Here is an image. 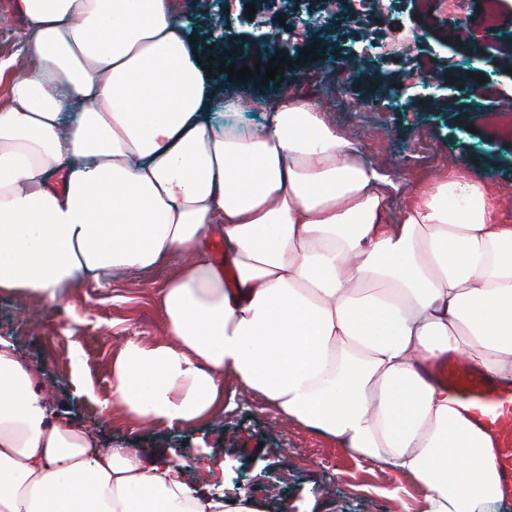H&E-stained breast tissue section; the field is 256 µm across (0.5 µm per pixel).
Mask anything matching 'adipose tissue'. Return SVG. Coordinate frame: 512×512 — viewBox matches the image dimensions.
<instances>
[{"mask_svg": "<svg viewBox=\"0 0 512 512\" xmlns=\"http://www.w3.org/2000/svg\"><path fill=\"white\" fill-rule=\"evenodd\" d=\"M0 55V293L46 305L175 254L167 336L128 338L112 391L138 420L221 418L232 376L284 419L411 475L424 512H497L494 440L427 373L463 356L512 385V224L487 185L425 177L397 219L389 180L315 98L225 94L183 0H15ZM262 109L256 130L215 105ZM227 247L224 266L207 248ZM182 454L102 448L0 343V512H262L203 496ZM14 0H0V48L14 47L22 37L24 22L14 14ZM212 116L215 122L238 124L251 128L261 126L265 119L264 112L226 113L221 105H217L214 108Z\"/></svg>", "mask_w": 512, "mask_h": 512, "instance_id": "ef3b65f1", "label": "adipose tissue"}]
</instances>
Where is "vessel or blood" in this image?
I'll list each match as a JSON object with an SVG mask.
<instances>
[{"label":"vessel or blood","instance_id":"b4317fda","mask_svg":"<svg viewBox=\"0 0 512 512\" xmlns=\"http://www.w3.org/2000/svg\"><path fill=\"white\" fill-rule=\"evenodd\" d=\"M435 381L446 387L460 408L495 440V463L502 474L500 492L512 497V387L498 385L460 356L436 360Z\"/></svg>","mask_w":512,"mask_h":512}]
</instances>
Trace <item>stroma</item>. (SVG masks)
I'll use <instances>...</instances> for the list:
<instances>
[{"instance_id":"stroma-1","label":"stroma","mask_w":512,"mask_h":512,"mask_svg":"<svg viewBox=\"0 0 512 512\" xmlns=\"http://www.w3.org/2000/svg\"><path fill=\"white\" fill-rule=\"evenodd\" d=\"M512 31V0H462L458 14H439L423 0H391L383 15L350 11L336 25H309L301 50L320 46L313 67L264 84L257 96L270 101L286 91L329 100L327 121L359 145L365 158L397 186L404 207L425 174L456 169L487 182L499 217L512 224V73L500 71V47L487 37L485 15ZM409 39L415 52L388 62L376 57L353 62L350 92L340 94L334 56L361 39ZM483 77L478 92L457 87L454 72ZM440 91L423 98L425 81ZM168 268L146 274L121 272L104 285L85 283L52 309L0 296V341L50 379V391L68 416L89 429L104 448L204 446L221 462L212 476L186 468L185 479L203 495L246 496L263 512H423L424 491L405 473L345 451L333 439L260 406L239 382L224 381L223 419L190 428L140 426L121 406L100 413L111 393L112 366L128 337L153 342L166 335L161 290ZM89 381L91 394H76L73 372Z\"/></svg>"}]
</instances>
